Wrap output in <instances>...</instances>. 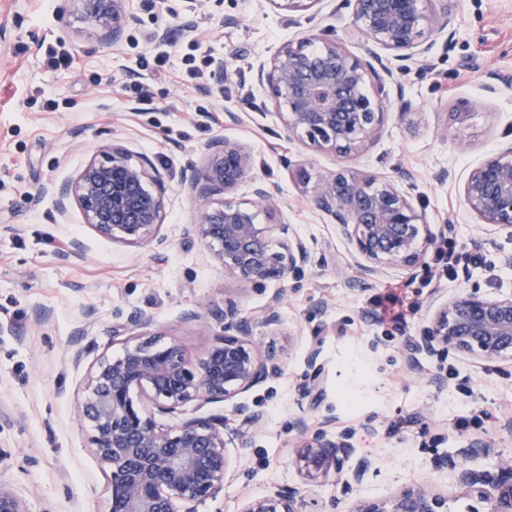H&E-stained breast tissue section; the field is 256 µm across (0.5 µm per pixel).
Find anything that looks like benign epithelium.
Masks as SVG:
<instances>
[{"label": "benign epithelium", "mask_w": 512, "mask_h": 512, "mask_svg": "<svg viewBox=\"0 0 512 512\" xmlns=\"http://www.w3.org/2000/svg\"><path fill=\"white\" fill-rule=\"evenodd\" d=\"M439 5H434V2ZM101 36L116 44L124 36L128 0H78ZM279 9L304 12L320 0H272ZM347 10L342 35L310 32L298 41L277 46L253 73L267 89L288 135L317 149L349 157L372 140L384 121L373 85L383 93L395 75L428 68L436 37L442 47L453 43L448 0H341ZM364 47L350 53L345 43ZM385 51V58L379 51ZM202 168L183 176L190 190L196 221L187 234L222 265L224 274L240 281L284 283L308 268L328 265L325 251L316 252L292 225L281 219L288 202L278 183L251 176L254 160L248 148L226 138L199 145ZM102 159L89 162L77 177L50 185L62 213L71 202L81 208L86 224L98 235L131 246H169L160 234L164 210L162 178L149 172V162L134 164L117 145H104ZM299 182L310 184L307 161L284 160ZM250 181L252 199L239 202L238 186ZM312 185V184H310ZM412 175L391 180L341 169L312 185L315 208L335 224L352 244L365 275L387 268L423 266L433 237L423 208L410 193ZM222 199H217V196ZM462 201L479 223L512 229V145L489 155L469 173ZM265 221H259V216ZM278 290L258 314L244 315L229 305L214 313L224 322L203 356L192 362L184 347L160 333L143 335L152 318L134 308L112 325V336L126 337L118 357L104 358L90 370L78 406L89 430L93 453L109 472V512H196V504L224 493L229 461L227 445L245 448L260 430L263 417L235 404L238 419L195 417L160 427L153 412L176 415L193 401L232 402L283 371L281 354L255 340L257 331L279 325ZM412 351L429 357L463 353L486 365L512 361V293L490 298L464 288L434 303L428 324ZM307 355L312 373L302 385L314 399L321 393L317 360ZM292 444L295 461L309 480L341 473L348 455L345 441L321 430L311 433L296 423ZM494 478L448 460L457 485L487 504L486 512H512V457L501 458ZM0 512H27L25 502L0 481ZM240 512H306L300 492L273 487L247 498ZM353 512H448V498L429 482L396 495L366 500Z\"/></svg>", "instance_id": "obj_1"}]
</instances>
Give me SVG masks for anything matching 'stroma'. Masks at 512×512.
Wrapping results in <instances>:
<instances>
[{"instance_id": "35a3bbf8", "label": "stroma", "mask_w": 512, "mask_h": 512, "mask_svg": "<svg viewBox=\"0 0 512 512\" xmlns=\"http://www.w3.org/2000/svg\"><path fill=\"white\" fill-rule=\"evenodd\" d=\"M448 8L453 47L435 46L430 70L402 79L412 113L397 111L396 89L386 85L383 126L363 152L341 158L289 141L266 105V90L251 78L252 66L280 43L313 28L340 29V0H319L311 16L285 14L273 0H129L116 44L99 37L78 0H0V481L28 512L109 510L108 472L90 448L78 405L90 369L123 352L113 323L140 308L152 317V330L197 358L222 325L186 319L187 310L231 302L254 314L278 288L225 276L185 233L194 212L181 175L200 166L198 145L212 137L250 147L255 174L279 182L293 199L289 224L331 261L286 282L281 325L261 338L283 351L284 372L241 397L265 426L249 448L229 443L235 476L197 512H239L246 497L274 485L299 490L308 512L331 503L336 512H352L361 499L424 480L447 496L449 512H469L473 501L455 485L448 460L458 455L467 467L493 474L497 456L512 457V434L500 428L512 413V364L489 366L456 353L411 361L406 341L419 336L437 296L464 287L487 296L512 292V266L503 262L512 254V231L478 224L461 198L468 171L512 143V0H449ZM228 17L238 26H225ZM158 28L167 29L165 40L148 42ZM51 51L71 55L73 66L47 71ZM219 56L230 62L232 81L215 73L211 60ZM190 57L204 73L194 83ZM465 58L473 68H461ZM49 99L56 110L46 109ZM229 112L237 122H226ZM455 112L463 122H452ZM111 142L133 161L150 158L164 179L161 232L172 242L164 260L150 245L100 238L78 207L59 214L43 191L74 178ZM287 154L310 159L315 177L343 167L380 177L397 167L413 172V196L435 242L451 237L461 245L458 276L430 255L417 270L390 268L367 278L351 244L299 194L281 162ZM74 238L89 245L83 260L67 256ZM394 283L415 304L401 331L375 318L379 296ZM314 345L321 349L316 403L301 391ZM77 348L83 356L76 364L70 354ZM299 419L309 431L346 435V468L372 462L364 482L308 481L293 459ZM487 438L495 455L474 447Z\"/></svg>"}]
</instances>
